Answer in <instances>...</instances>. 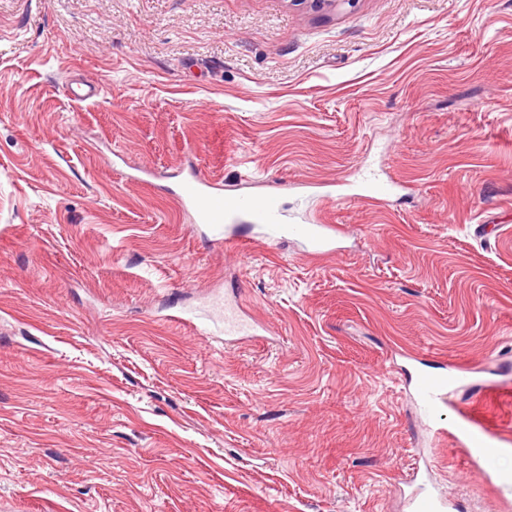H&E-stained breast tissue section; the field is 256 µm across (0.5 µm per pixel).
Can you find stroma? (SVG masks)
Masks as SVG:
<instances>
[{
  "label": "stroma",
  "instance_id": "1",
  "mask_svg": "<svg viewBox=\"0 0 512 512\" xmlns=\"http://www.w3.org/2000/svg\"><path fill=\"white\" fill-rule=\"evenodd\" d=\"M194 171L335 252L207 239ZM400 353L512 438V0H0V512H512ZM209 320L205 330L210 336H217L224 332V336H240L249 334L252 326L244 320L234 308L224 306V315L216 320ZM468 371L461 369L456 376L448 373L418 370L409 373V385L412 386L423 415L428 423L436 421L442 406L448 404V384L452 381H461L467 377ZM411 512H446L450 506L446 498L432 493H419L410 503Z\"/></svg>",
  "mask_w": 512,
  "mask_h": 512
}]
</instances>
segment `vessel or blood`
<instances>
[{
	"label": "vessel or blood",
	"instance_id": "vessel-or-blood-1",
	"mask_svg": "<svg viewBox=\"0 0 512 512\" xmlns=\"http://www.w3.org/2000/svg\"><path fill=\"white\" fill-rule=\"evenodd\" d=\"M180 205L192 211L194 221L206 225L213 236L223 238L225 247L237 245L240 230L255 226L263 239L278 244L289 237L304 240L314 254L332 251L341 235L340 225L290 224L276 193L255 196L227 195L204 176L194 175L184 182L177 195ZM250 324L232 307H225L223 315L209 321L208 335L240 336L249 334ZM465 371L456 376L443 372L418 370L409 376V383L427 422L435 423L439 411L448 403V385L452 378H465ZM435 437L439 445L455 442L463 448L464 457L472 468H479L500 451V436L472 414L458 413L453 427L437 426ZM411 512H447V499L431 493L417 494L410 503Z\"/></svg>",
	"mask_w": 512,
	"mask_h": 512
}]
</instances>
